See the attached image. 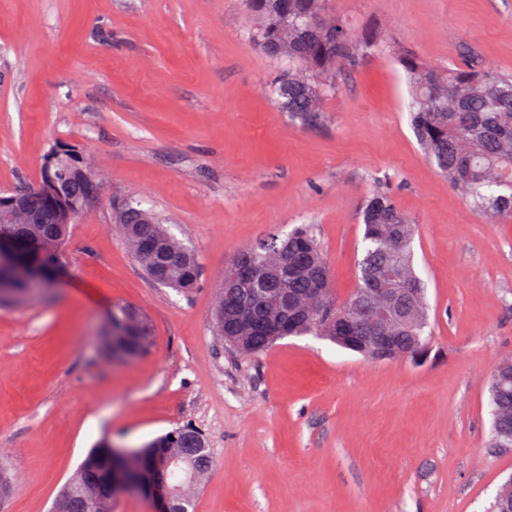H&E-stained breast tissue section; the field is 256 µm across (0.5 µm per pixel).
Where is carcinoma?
<instances>
[{"label":"carcinoma","mask_w":512,"mask_h":512,"mask_svg":"<svg viewBox=\"0 0 512 512\" xmlns=\"http://www.w3.org/2000/svg\"><path fill=\"white\" fill-rule=\"evenodd\" d=\"M288 2V10L282 3ZM249 14L258 20L250 30L259 50L281 64L273 86L275 106L304 127L319 125L326 101L336 94V73L346 63L366 53L381 52L386 41L380 32H358L345 19L336 16L329 0H245ZM398 63L410 86L408 110L415 135L438 171L461 193L479 215L493 219L512 218V75L478 68L472 63L447 68L423 62L411 54L399 56ZM81 149L68 147L57 154L51 148L45 156L47 183L41 201L30 211L26 224H1L0 236L17 257L37 271L50 287L65 267L64 253L72 224L69 213L82 206L89 185L71 177L72 168L82 165ZM126 241L134 258L154 282L188 294L198 286L195 257L152 211L142 208L135 197L125 199L120 208ZM364 254L359 262L356 287L344 299L332 286L323 247L314 227L303 224L288 237L255 247L246 280L252 270L265 274L267 287H278L279 265L283 255L298 266L288 281V290L307 294L322 285L321 301L329 314L310 310L293 321L292 336H324L333 344L347 333L349 310L370 298L368 277L383 281L387 288L404 289L408 305L401 320L383 329L401 349L427 343L428 306L425 287L413 266L414 230L391 196L374 192L362 210ZM273 294L245 284L220 288L214 315L223 322L215 332L226 343L246 356L267 351L278 338L269 334L265 323L281 315L272 301ZM105 349L117 352L127 361L146 354L152 346L148 318L126 305L112 307L103 334ZM491 409L512 417V379L506 382L493 372L490 380ZM152 451L141 464L151 467L154 456L178 448L189 469L172 466L166 471L174 486L186 483L194 473L206 479L214 467L205 435L193 426L176 428L150 442ZM91 462H81L76 475L65 487L66 512H93L81 488L94 487L102 500L112 495L110 440L100 439L90 450Z\"/></svg>","instance_id":"obj_1"}]
</instances>
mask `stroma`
Returning <instances> with one entry per match:
<instances>
[{
    "label": "stroma",
    "instance_id": "obj_1",
    "mask_svg": "<svg viewBox=\"0 0 512 512\" xmlns=\"http://www.w3.org/2000/svg\"><path fill=\"white\" fill-rule=\"evenodd\" d=\"M393 49L337 72L322 123L270 99L280 65L244 0H0V192L35 187L52 145L89 152L104 196L74 224L67 274L0 307V512H52L96 441L201 429L215 467L194 512H489L512 448L489 441L488 384L512 362V219L476 214L409 125L396 55L512 74V0H330ZM387 192L415 227L431 339L422 361H369L312 336L240 354L213 330L240 252L313 225L347 296L360 211ZM168 218L200 271L151 281L115 207ZM148 317L151 350L99 351L106 313Z\"/></svg>",
    "mask_w": 512,
    "mask_h": 512
}]
</instances>
